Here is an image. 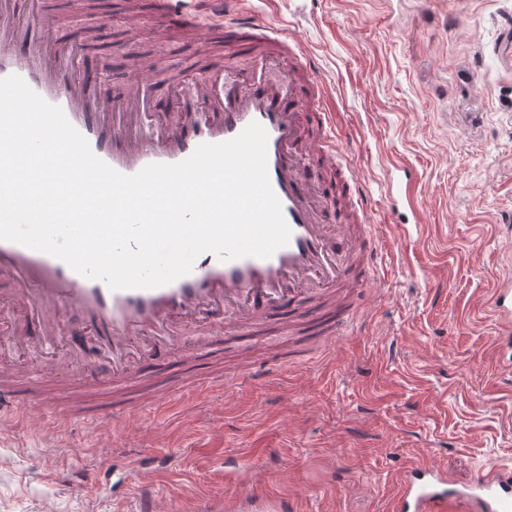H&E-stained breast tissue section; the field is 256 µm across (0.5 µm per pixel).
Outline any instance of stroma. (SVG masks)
<instances>
[{
  "label": "stroma",
  "mask_w": 512,
  "mask_h": 512,
  "mask_svg": "<svg viewBox=\"0 0 512 512\" xmlns=\"http://www.w3.org/2000/svg\"><path fill=\"white\" fill-rule=\"evenodd\" d=\"M159 2L102 0L92 16L78 0L45 6L65 35L96 29L90 47L113 93L152 62L171 76L154 94L160 113L176 112L178 89L209 79L190 66L201 57L223 55L249 81L286 74L188 30L161 39ZM244 2L284 22L314 61L336 151L351 154L376 205L380 277L363 290L354 333L304 337L308 356L273 376L264 366L288 335L239 346L224 355V387L186 369L184 392L133 412L113 442L78 419L39 429L47 413L32 409L0 431V512H138L139 482L106 495L58 480L122 465L116 445L142 460L170 456L167 470L141 476L160 503L179 491L180 512L252 487L292 512H391L409 464L438 466L460 486L491 466L512 469V359L493 355L504 327L488 304L512 280V64L494 51L512 29V0ZM397 161L415 176L419 214L385 197ZM7 364L48 384L65 372L58 351H12Z\"/></svg>",
  "instance_id": "stroma-1"
}]
</instances>
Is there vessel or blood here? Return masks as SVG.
<instances>
[{
    "label": "vessel or blood",
    "instance_id": "1",
    "mask_svg": "<svg viewBox=\"0 0 512 512\" xmlns=\"http://www.w3.org/2000/svg\"><path fill=\"white\" fill-rule=\"evenodd\" d=\"M166 0L158 23L176 19L201 35L223 39L236 51L263 62L283 58L290 71L284 82L245 84L225 72L221 89L198 84L176 119L151 109L152 78L129 77L121 96H113L86 49L59 35L52 14L21 8V0H0V78L20 76L46 102L59 106L88 141L93 153L125 175L153 163L187 159L203 143L232 140L250 123L267 132V173L291 230L288 243L270 257L223 261L201 253L192 270L151 289H110L86 278L61 260L18 243L0 240V267H10L13 301L37 331L36 338L16 337L64 350L69 371L86 391L115 385L101 403L57 404L53 392L28 389L0 370V415L33 406H56L66 418L116 426L136 410L158 403V393H175V378L147 368L158 353L172 358L214 350L232 325L251 335L276 330L289 335L338 336L359 308L358 294L378 255L371 229V204L354 174L340 189L312 183L297 145L303 137V113L313 111L325 133L317 150L335 163L329 134L335 115L321 111L304 91L318 75L299 44L286 39L279 25L249 15L242 0ZM345 204L350 221L330 227L325 217L334 204ZM491 306L500 321L512 325V281L497 286ZM137 463L106 472L87 470L86 485L103 490L133 480ZM393 512H512V471L486 469L464 488L447 473L416 464L397 476Z\"/></svg>",
    "mask_w": 512,
    "mask_h": 512
}]
</instances>
